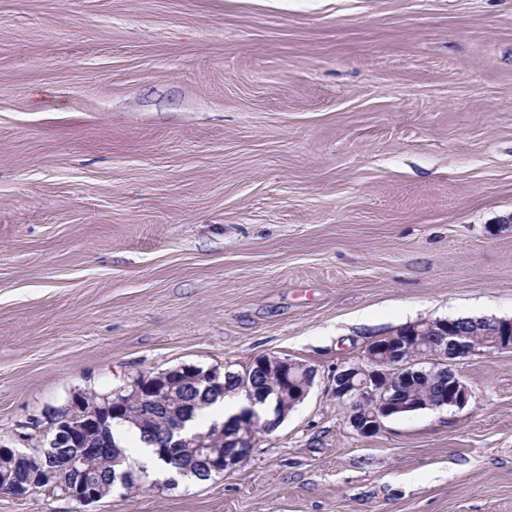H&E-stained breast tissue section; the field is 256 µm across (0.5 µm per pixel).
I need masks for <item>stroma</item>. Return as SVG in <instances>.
<instances>
[{"label":"stroma","instance_id":"stroma-1","mask_svg":"<svg viewBox=\"0 0 512 512\" xmlns=\"http://www.w3.org/2000/svg\"><path fill=\"white\" fill-rule=\"evenodd\" d=\"M512 318V0H0V444L79 391L286 356L246 461L0 512H512V350L359 436L336 370ZM252 364L258 368L269 369L271 372L275 369L280 372H288L290 379L294 378L297 381V385L301 387V394L296 403L303 401L312 388L313 382L304 379L302 374L306 372L310 376L314 375L315 372L310 366L302 362L287 357L262 356L256 358ZM447 385L444 386L448 387V389L443 390L442 394L438 396L440 392L438 386L425 387V382H421L420 378H413L411 382L405 386V391L412 396H422L426 394H428L429 398L438 396L433 403L424 401V404L431 406V408L437 409L445 406H456L460 408L465 406L472 396L471 390L466 383L457 379L454 380L452 384L447 383Z\"/></svg>","mask_w":512,"mask_h":512}]
</instances>
